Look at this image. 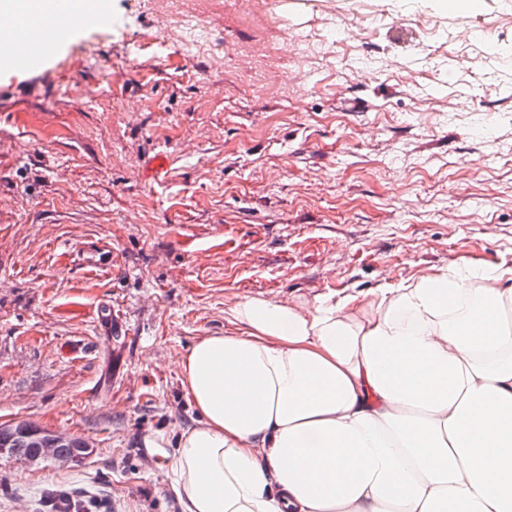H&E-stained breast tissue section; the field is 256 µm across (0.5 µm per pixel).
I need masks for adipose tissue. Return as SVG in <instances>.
I'll list each match as a JSON object with an SVG mask.
<instances>
[{"label": "adipose tissue", "instance_id": "1", "mask_svg": "<svg viewBox=\"0 0 512 512\" xmlns=\"http://www.w3.org/2000/svg\"><path fill=\"white\" fill-rule=\"evenodd\" d=\"M229 316L180 361L184 512H512V270Z\"/></svg>", "mask_w": 512, "mask_h": 512}]
</instances>
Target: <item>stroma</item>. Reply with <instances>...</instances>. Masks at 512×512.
I'll list each match as a JSON object with an SVG mask.
<instances>
[{
	"label": "stroma",
	"instance_id": "obj_1",
	"mask_svg": "<svg viewBox=\"0 0 512 512\" xmlns=\"http://www.w3.org/2000/svg\"><path fill=\"white\" fill-rule=\"evenodd\" d=\"M235 2L164 37L157 0H106L0 96V426L90 446L0 460V512H182L180 361L241 300L512 269V0Z\"/></svg>",
	"mask_w": 512,
	"mask_h": 512
}]
</instances>
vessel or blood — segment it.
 Wrapping results in <instances>:
<instances>
[{
    "label": "vessel or blood",
    "mask_w": 512,
    "mask_h": 512,
    "mask_svg": "<svg viewBox=\"0 0 512 512\" xmlns=\"http://www.w3.org/2000/svg\"><path fill=\"white\" fill-rule=\"evenodd\" d=\"M55 28L54 37L37 36L19 42L18 28L29 25V0H8L0 9V65L18 73H38L42 61L52 54L58 39L78 29L93 28L104 20L103 13L78 10L75 0H51L48 12Z\"/></svg>",
    "instance_id": "1"
}]
</instances>
